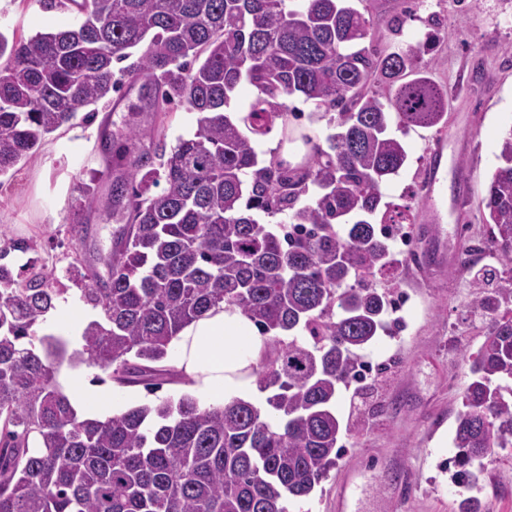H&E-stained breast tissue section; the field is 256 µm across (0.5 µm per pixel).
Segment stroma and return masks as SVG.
<instances>
[{"mask_svg": "<svg viewBox=\"0 0 512 512\" xmlns=\"http://www.w3.org/2000/svg\"><path fill=\"white\" fill-rule=\"evenodd\" d=\"M409 39L431 37L416 62L448 91V123L440 130L404 135L408 162L387 182L388 200L411 205L413 223L404 225L409 241L394 239L398 264L378 280L389 289L405 322L397 334H381L365 359L379 374L363 395L342 390L337 414L349 423L335 467L307 498L289 503V512H334L336 489L345 468L355 465L381 473L369 494L367 512H459L466 494L480 501L481 512H512V452L494 453L484 462L472 492L458 486L455 417L468 367L465 354L481 343L480 323L470 311L472 290L465 270L425 254H414L411 239L429 224L425 187L431 149L443 143L445 180L437 233L447 244L463 242L472 253L489 250L478 205L497 165V144L512 127V0H416ZM438 16L439 29L427 24ZM77 20L68 8L45 7L43 0H0V32L28 38L70 28ZM143 78L127 76L119 92L100 102L93 116L52 134L36 158L0 177V248L27 243L7 258L14 273L35 263L54 273L65 289L55 306L71 305L89 322L95 311L80 298L68 267L74 257L106 274L101 257L113 247L119 218L112 215V182L122 170L103 141L127 126L154 128L167 144L195 127L184 108L155 111ZM91 182L92 201L80 205V182ZM461 197V209L451 201ZM409 476L413 492L400 496V480Z\"/></svg>", "mask_w": 512, "mask_h": 512, "instance_id": "35a3bbf8", "label": "stroma"}]
</instances>
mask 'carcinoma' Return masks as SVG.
Returning <instances> with one entry per match:
<instances>
[{
  "instance_id": "carcinoma-1",
  "label": "carcinoma",
  "mask_w": 512,
  "mask_h": 512,
  "mask_svg": "<svg viewBox=\"0 0 512 512\" xmlns=\"http://www.w3.org/2000/svg\"><path fill=\"white\" fill-rule=\"evenodd\" d=\"M294 2L46 0L70 4L78 22L27 40L0 32V177L117 91L118 73L143 78L158 111L196 115L170 148L152 129L122 134L112 202L125 224L107 278L81 274L80 298L97 311L81 347L38 334L64 292L58 279L35 266L15 279L3 259L29 246L0 249V512H288L336 465L348 432L336 400L362 382L360 352L387 330L391 309L372 285L396 264L377 225L413 220L410 206L384 200L382 185L408 158L390 127L439 126L448 91L414 74L428 43L376 44L352 0ZM411 14L400 0L389 32L402 35ZM243 80L257 94L233 116ZM295 94L336 112L338 131L322 144L306 138L304 164L263 165L252 138L288 122ZM497 160L481 215L500 268L467 263L484 322L483 342L464 357L453 437L467 488L475 465L512 448V127ZM260 213L286 222L263 224ZM220 305L262 337L255 375L266 409L243 399L203 408L184 394L103 421L78 414L58 380L63 363L96 365L121 386L173 382L172 340Z\"/></svg>"
}]
</instances>
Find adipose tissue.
<instances>
[{
	"label": "adipose tissue",
	"mask_w": 512,
	"mask_h": 512,
	"mask_svg": "<svg viewBox=\"0 0 512 512\" xmlns=\"http://www.w3.org/2000/svg\"><path fill=\"white\" fill-rule=\"evenodd\" d=\"M260 348L256 325L238 308L209 311L185 326L171 349L204 406L248 398L256 388L252 367Z\"/></svg>",
	"instance_id": "adipose-tissue-1"
}]
</instances>
